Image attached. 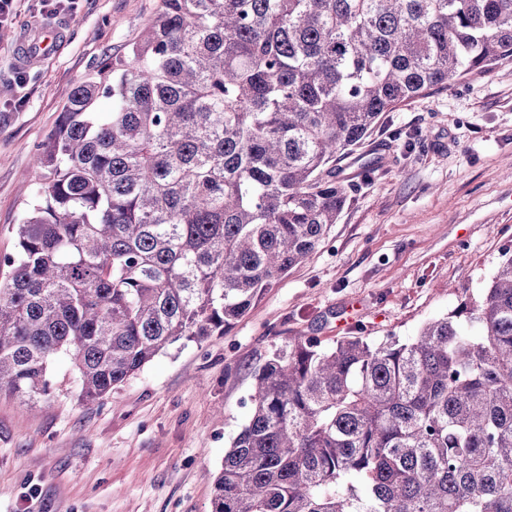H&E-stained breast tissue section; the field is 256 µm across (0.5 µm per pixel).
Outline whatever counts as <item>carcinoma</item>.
<instances>
[{
	"label": "carcinoma",
	"mask_w": 512,
	"mask_h": 512,
	"mask_svg": "<svg viewBox=\"0 0 512 512\" xmlns=\"http://www.w3.org/2000/svg\"><path fill=\"white\" fill-rule=\"evenodd\" d=\"M512 62V0H161L76 87L0 284V392L82 397L222 336L348 201L380 116ZM211 512H512V254L416 336L288 342L257 368Z\"/></svg>",
	"instance_id": "1"
}]
</instances>
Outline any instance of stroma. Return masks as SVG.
I'll return each mask as SVG.
<instances>
[{"label": "stroma", "instance_id": "obj_1", "mask_svg": "<svg viewBox=\"0 0 512 512\" xmlns=\"http://www.w3.org/2000/svg\"><path fill=\"white\" fill-rule=\"evenodd\" d=\"M161 0H79L75 15L17 0L0 41V254L37 181L31 156L74 88L126 53ZM65 23L31 68L16 37ZM341 166L348 202L324 243L224 335L169 345L111 395L82 400L68 359L49 367L34 414L0 394V512H209L225 451L251 411L253 371L300 336L333 346L415 336L481 292L512 247V63L468 75L384 113Z\"/></svg>", "mask_w": 512, "mask_h": 512}]
</instances>
